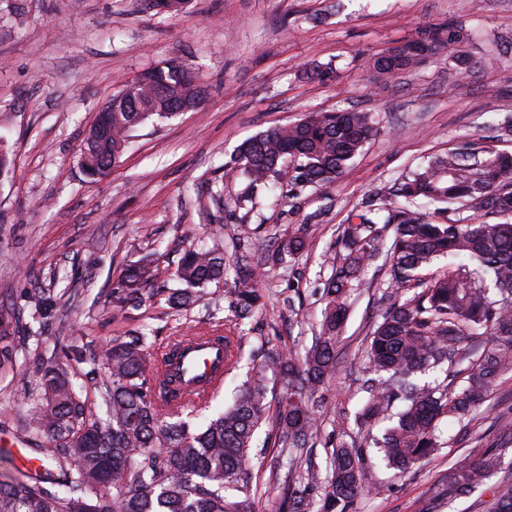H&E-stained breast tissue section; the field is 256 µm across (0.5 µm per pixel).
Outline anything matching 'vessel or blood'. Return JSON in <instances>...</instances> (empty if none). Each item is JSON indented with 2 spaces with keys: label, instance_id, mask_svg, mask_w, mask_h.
<instances>
[{
  "label": "vessel or blood",
  "instance_id": "vessel-or-blood-1",
  "mask_svg": "<svg viewBox=\"0 0 512 512\" xmlns=\"http://www.w3.org/2000/svg\"><path fill=\"white\" fill-rule=\"evenodd\" d=\"M224 368V347L207 339L190 336L179 345L174 370L181 377L180 387L187 396H196L209 386Z\"/></svg>",
  "mask_w": 512,
  "mask_h": 512
}]
</instances>
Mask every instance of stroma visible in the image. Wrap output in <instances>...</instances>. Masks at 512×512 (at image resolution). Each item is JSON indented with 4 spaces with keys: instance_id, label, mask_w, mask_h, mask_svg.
I'll return each instance as SVG.
<instances>
[{
    "instance_id": "obj_1",
    "label": "stroma",
    "mask_w": 512,
    "mask_h": 512,
    "mask_svg": "<svg viewBox=\"0 0 512 512\" xmlns=\"http://www.w3.org/2000/svg\"><path fill=\"white\" fill-rule=\"evenodd\" d=\"M455 24L466 38L438 45L413 67L379 76L375 57L425 30ZM169 60L189 63L208 93L189 112L150 120L102 178L80 166L83 140L99 111L128 81ZM373 113L381 127L333 183L272 189L243 201V176L232 173L245 139L312 112ZM512 116V0H189L178 13L146 9L144 0H0V134L10 166L0 177V311L7 341L27 344L29 297L60 301L67 330L48 343L99 350L141 333L158 359L169 342L200 336L213 320L239 326L249 358L225 380L212 409L230 404L253 357L288 348L305 352L321 318L328 251L375 191L461 140L488 138ZM247 240L233 247L229 229ZM305 229L307 252L274 265L277 243ZM224 247L226 276L209 283L182 312L167 298L168 279L148 288L140 308L120 312L112 291L123 269L141 259L176 269L192 242ZM262 274L266 307L236 321L230 307L235 268ZM367 287L349 299L338 340L336 375L315 391L322 426L313 454L329 443L363 442L356 418L364 400V338L386 290L379 264ZM45 360L19 356L0 367V432L19 434L31 421ZM512 373L462 422H449L447 447L394 476L369 467L356 512H487V488L447 507L450 469L501 448L496 482L512 483ZM278 451L253 460L259 492L252 512H280Z\"/></svg>"
}]
</instances>
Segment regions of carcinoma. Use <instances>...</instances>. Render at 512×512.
Wrapping results in <instances>:
<instances>
[{
	"label": "carcinoma",
	"mask_w": 512,
	"mask_h": 512,
	"mask_svg": "<svg viewBox=\"0 0 512 512\" xmlns=\"http://www.w3.org/2000/svg\"><path fill=\"white\" fill-rule=\"evenodd\" d=\"M446 42L464 35L452 28ZM441 30L413 41L433 50ZM200 91L185 70L170 63L142 73L129 100L112 98L104 129L89 132L86 163L108 169L124 152L129 133L148 119H168L173 100L192 102ZM368 112H316L299 121L245 139L236 163L251 198L293 163L302 183L335 181L378 133ZM420 198L438 205L444 219L432 222L419 211ZM484 217L474 222L471 215ZM359 223L344 228L341 261L323 283L324 308L312 346L303 354L283 349L253 367L232 405L201 429L182 419L188 407L206 409L221 387L187 398L170 372L168 354L148 374L147 337L116 339L100 355L83 345L49 350L42 332H33L35 350L51 352L33 406L35 427L26 443L43 461L46 474L20 479L0 475V512H245L258 487L251 461L256 432L273 421L274 445L285 450L287 512H352L363 493L367 464L382 463L401 476L442 445L441 424L461 418L480 405L504 373L512 371V152L481 140H467L432 157L400 181L364 203ZM307 251L302 231L281 240L271 254L275 262ZM385 256L391 288L373 325L367 350L368 394L357 418L368 425L391 412L392 425L371 438L375 453L363 446L325 449L323 464L297 468L311 455L319 418L309 403L314 387L336 375V346L349 307L347 299L360 285L371 260ZM448 268L431 271L435 260ZM224 251L216 246L186 249L174 276L183 288L168 299L175 310L196 303L204 287L224 277ZM163 271L144 259L124 269L112 291L121 311L137 309L146 287ZM412 296H407L408 291ZM39 324L54 317L53 304L30 297ZM263 306L259 274L237 266L232 308L240 319ZM212 334L224 341V374L237 369L244 337ZM91 363L89 374L103 370L95 396L105 409L99 419L75 391L72 377ZM466 373L463 381L419 380L431 373ZM285 391L270 412L267 370ZM502 467L501 454L456 469L448 481V502L487 484ZM490 512H512V487L496 488Z\"/></svg>",
	"instance_id": "carcinoma-1"
}]
</instances>
